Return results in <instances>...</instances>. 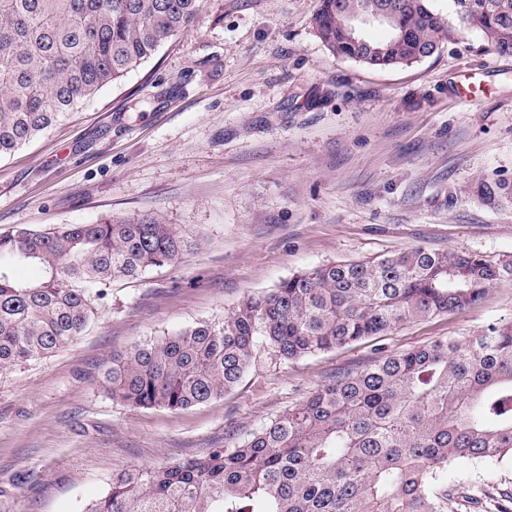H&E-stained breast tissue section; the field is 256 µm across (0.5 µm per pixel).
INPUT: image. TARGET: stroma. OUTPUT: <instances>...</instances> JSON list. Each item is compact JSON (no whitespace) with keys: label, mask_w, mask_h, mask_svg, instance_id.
I'll return each instance as SVG.
<instances>
[{"label":"stroma","mask_w":512,"mask_h":512,"mask_svg":"<svg viewBox=\"0 0 512 512\" xmlns=\"http://www.w3.org/2000/svg\"><path fill=\"white\" fill-rule=\"evenodd\" d=\"M319 0H206L200 15L62 125L0 158V234L160 215L201 246L114 279L88 331L0 370V512H84L113 473L246 439L336 374L512 321V284L475 305L293 361L258 348L191 409L100 392L113 355L294 273L423 247L512 260V55L459 30L433 56L373 68L332 55ZM474 72L471 103L459 70Z\"/></svg>","instance_id":"stroma-1"}]
</instances>
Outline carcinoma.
Segmentation results:
<instances>
[{
	"label": "carcinoma",
	"instance_id": "carcinoma-1",
	"mask_svg": "<svg viewBox=\"0 0 512 512\" xmlns=\"http://www.w3.org/2000/svg\"><path fill=\"white\" fill-rule=\"evenodd\" d=\"M203 0H0V157L66 120L147 62ZM465 28L512 55V0H453ZM392 5L410 30L347 38L350 16ZM315 27L340 57L392 67L429 57L453 28L430 0H322ZM200 242L159 216L0 234V369L81 336L115 277L178 262ZM41 279L15 280L17 265ZM512 283V260L417 248L324 264L112 358L100 388L135 409L183 411L224 395L256 347L293 360L447 314ZM512 455V322L336 376L241 444L183 463L124 469L85 512H453L472 461Z\"/></svg>",
	"mask_w": 512,
	"mask_h": 512
}]
</instances>
